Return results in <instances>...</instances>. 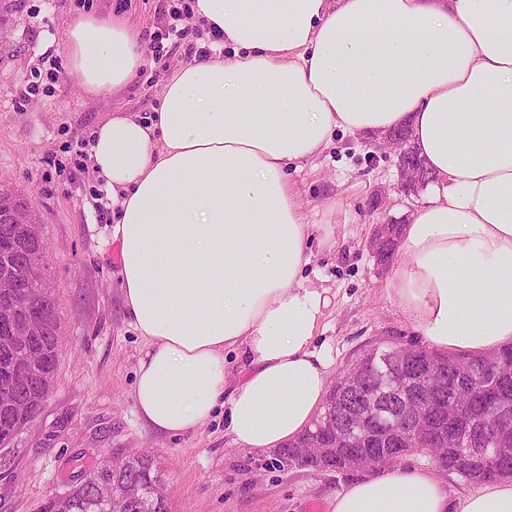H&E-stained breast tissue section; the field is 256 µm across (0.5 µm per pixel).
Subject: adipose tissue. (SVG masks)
Masks as SVG:
<instances>
[{
    "label": "adipose tissue",
    "instance_id": "ef3b65f1",
    "mask_svg": "<svg viewBox=\"0 0 512 512\" xmlns=\"http://www.w3.org/2000/svg\"><path fill=\"white\" fill-rule=\"evenodd\" d=\"M212 54L179 63L156 112H115L89 163L112 206L130 325L146 342L133 398L147 424L196 431L218 405L243 448L310 427L330 362L328 299L304 270L312 224L290 168L335 132L406 128L434 182L399 235L387 284L432 350L512 346V0H195ZM68 70L92 97L143 63L134 28L81 15ZM247 362L230 371L224 353ZM330 512H512V480L450 503L428 469L350 483Z\"/></svg>",
    "mask_w": 512,
    "mask_h": 512
}]
</instances>
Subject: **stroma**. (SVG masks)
Wrapping results in <instances>:
<instances>
[{
  "label": "stroma",
  "instance_id": "1",
  "mask_svg": "<svg viewBox=\"0 0 512 512\" xmlns=\"http://www.w3.org/2000/svg\"><path fill=\"white\" fill-rule=\"evenodd\" d=\"M192 0H0V184L26 195L40 213L49 278L60 301L62 346L52 392L0 458V512H40L102 457L143 451L158 456L174 512H328V502L363 471L344 473L274 465L272 450L236 446L219 408L197 431L167 435L138 415L133 385L144 341L129 324L112 242V211L89 168L90 133L120 110L149 114L175 63L207 38L194 26L164 40L162 61L146 59L113 96L85 95L62 50L70 21L81 14L125 17L143 43L165 30ZM314 224L336 227L337 244L314 246L305 269L326 289L328 305L316 340L339 376L363 354L395 344L424 345L387 288L368 240L382 205L404 224L426 190H397L396 158L380 137L335 134L315 164L292 175Z\"/></svg>",
  "mask_w": 512,
  "mask_h": 512
}]
</instances>
